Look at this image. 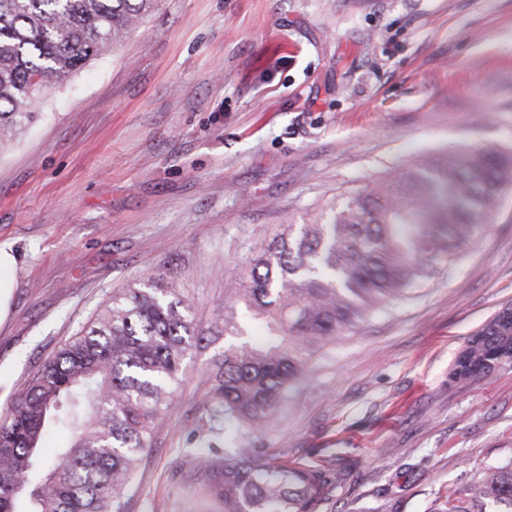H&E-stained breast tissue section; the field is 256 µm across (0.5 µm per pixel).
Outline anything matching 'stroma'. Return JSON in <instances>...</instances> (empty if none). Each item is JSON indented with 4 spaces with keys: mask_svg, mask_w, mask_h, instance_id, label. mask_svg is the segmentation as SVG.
I'll return each instance as SVG.
<instances>
[{
    "mask_svg": "<svg viewBox=\"0 0 512 512\" xmlns=\"http://www.w3.org/2000/svg\"><path fill=\"white\" fill-rule=\"evenodd\" d=\"M36 112L0 148V243L17 257L0 414L112 292L163 274L208 330L280 225L423 153L512 149V0H160ZM509 303L512 191L446 269L316 351L238 447L339 461L326 512H445L512 462V363L449 379ZM223 353L189 350L126 512H224L198 481L225 452L206 404Z\"/></svg>",
    "mask_w": 512,
    "mask_h": 512,
    "instance_id": "35a3bbf8",
    "label": "stroma"
}]
</instances>
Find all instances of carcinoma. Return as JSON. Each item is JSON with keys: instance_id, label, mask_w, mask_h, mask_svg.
<instances>
[{"instance_id": "1", "label": "carcinoma", "mask_w": 512, "mask_h": 512, "mask_svg": "<svg viewBox=\"0 0 512 512\" xmlns=\"http://www.w3.org/2000/svg\"><path fill=\"white\" fill-rule=\"evenodd\" d=\"M158 0H0V147L33 119L45 88L123 41ZM512 186V150L470 147L422 156L310 224H284L225 289L224 314L203 332L192 301L161 275L113 292L0 415V512H124L155 420L173 404L182 364L211 336L224 430H262L315 351L398 300L474 243ZM469 358H489L503 333L487 321ZM55 449L42 472L47 439ZM344 470L274 464L236 448L204 474L224 512H322ZM512 512V464L494 468L447 512Z\"/></svg>"}]
</instances>
